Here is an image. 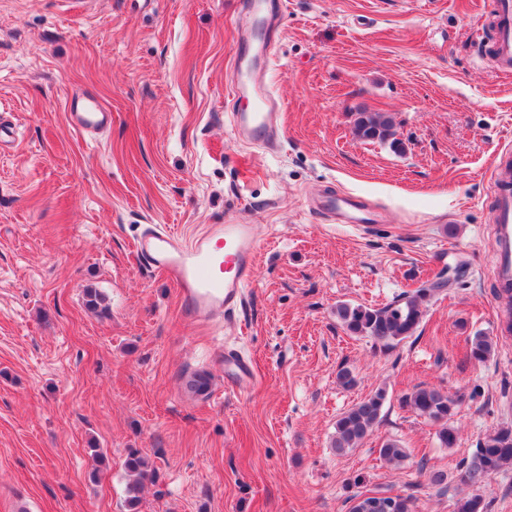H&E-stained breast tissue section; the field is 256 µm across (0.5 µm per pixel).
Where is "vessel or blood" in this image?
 I'll use <instances>...</instances> for the list:
<instances>
[{
	"label": "vessel or blood",
	"instance_id": "b4317fda",
	"mask_svg": "<svg viewBox=\"0 0 512 512\" xmlns=\"http://www.w3.org/2000/svg\"><path fill=\"white\" fill-rule=\"evenodd\" d=\"M486 22L494 30L487 55L499 68L511 71L512 0H492ZM238 41L242 49L234 58V94L249 99L252 107L233 113L234 134L247 144L277 151L282 139L279 103L268 86L266 69H255L251 63L254 44L250 26L240 27ZM66 110L72 125L92 137L103 134L112 124L111 112L89 90L72 94L66 101ZM491 181L492 275L499 294L504 295L512 292V153L506 151L497 157ZM310 208L330 224L369 225L378 221L375 207L352 193L321 191L312 199ZM261 244L259 225L233 220L208 225L190 238L157 224L137 237L135 249L144 263L178 288L196 322L215 323L233 316L241 307L253 280ZM224 355L234 367L228 386L241 394L254 389L258 378L251 360L233 348L225 349Z\"/></svg>",
	"mask_w": 512,
	"mask_h": 512
}]
</instances>
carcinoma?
Masks as SVG:
<instances>
[{
    "label": "carcinoma",
    "instance_id": "cac0c4a2",
    "mask_svg": "<svg viewBox=\"0 0 512 512\" xmlns=\"http://www.w3.org/2000/svg\"><path fill=\"white\" fill-rule=\"evenodd\" d=\"M354 133L371 142H391L393 120L384 112H358L354 120ZM432 289L420 288L380 308L342 303L336 306V316L345 330L354 336H367L391 349L412 336L423 316V304ZM493 338L477 332L471 339L469 358L483 363L495 351ZM387 392L378 389L359 401L336 420L332 447L343 453L359 446L381 420ZM403 402L418 416L438 426L437 439L444 448H452L457 434L450 425L457 409L455 399L440 388L419 386L403 397ZM380 456L389 463H400L407 458L405 448L397 440H387L380 448ZM512 465V427L500 428L478 442L472 456L459 465V481L463 484H480L503 468ZM124 468L128 476L126 503L131 512L137 510L140 494L145 484L155 483L157 472L149 458L139 450L128 451Z\"/></svg>",
    "mask_w": 512,
    "mask_h": 512
}]
</instances>
